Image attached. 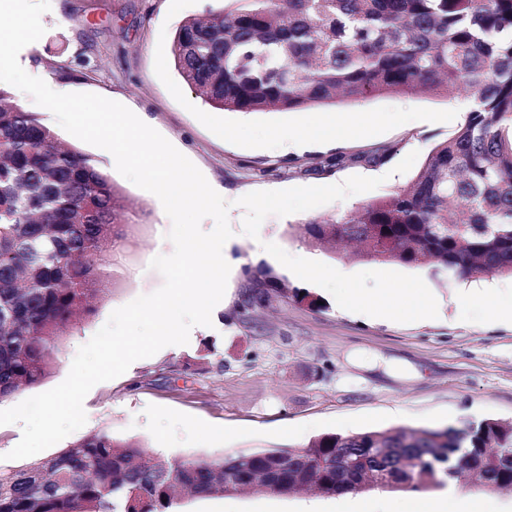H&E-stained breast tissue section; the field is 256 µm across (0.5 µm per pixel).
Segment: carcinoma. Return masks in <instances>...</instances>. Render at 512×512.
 <instances>
[{
    "label": "carcinoma",
    "mask_w": 512,
    "mask_h": 512,
    "mask_svg": "<svg viewBox=\"0 0 512 512\" xmlns=\"http://www.w3.org/2000/svg\"><path fill=\"white\" fill-rule=\"evenodd\" d=\"M175 66L212 108L291 111L393 94L471 107L393 196L301 232L436 279L512 276V0H224L178 28ZM124 194L86 154L0 88V402L39 384L63 336L107 295L102 260L128 241ZM512 486V421L327 434L209 461L154 460L106 432L0 471V512H176L186 496L255 479L287 495L361 491L369 468L418 491L448 467Z\"/></svg>",
    "instance_id": "carcinoma-1"
}]
</instances>
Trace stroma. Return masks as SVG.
<instances>
[{
    "label": "stroma",
    "instance_id": "1",
    "mask_svg": "<svg viewBox=\"0 0 512 512\" xmlns=\"http://www.w3.org/2000/svg\"><path fill=\"white\" fill-rule=\"evenodd\" d=\"M41 17L44 35L24 64L69 92L93 93L146 113L150 125L184 154L210 185L224 189L234 232L223 256L231 267L212 326L180 350L138 360L123 375L94 386L84 400V426L43 450L51 457L95 432L146 446L169 460L212 459L231 453L299 446L327 433L391 427L423 429L466 418L512 420V324L491 320L487 306H512V278L484 276L486 307L457 302V281L427 279L442 313L413 323L340 312L321 287L300 280L265 252L288 254L354 274L376 269L354 246L313 247L298 223L334 218L409 184L430 149L452 138L466 115L460 96L380 95L360 103L259 114L212 109L184 82L172 62L173 37L188 18L222 9L221 0H50ZM364 116L361 133L301 149L269 139L268 131H296L321 117ZM63 140L111 173L132 204L131 245L112 264L109 294L95 315L64 337L57 360L37 386L1 403L11 408L48 391L67 376L80 346L110 314L157 290L150 267L173 245L171 221L159 199L118 175L104 149L70 133ZM415 166L395 173L409 153ZM382 168L394 175L379 187L262 223L258 238L242 232L240 197L261 190L335 184ZM308 299H301V292ZM452 496L462 512L479 500L482 512H512V490H483L462 477L443 487L360 491L340 496L314 492L276 495L252 489L224 498L188 497L179 512H399L417 497Z\"/></svg>",
    "mask_w": 512,
    "mask_h": 512
}]
</instances>
